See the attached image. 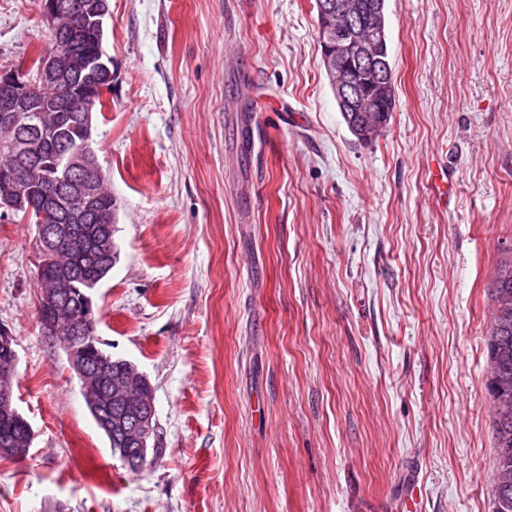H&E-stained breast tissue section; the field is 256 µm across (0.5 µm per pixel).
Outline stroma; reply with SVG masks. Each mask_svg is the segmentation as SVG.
<instances>
[{
    "instance_id": "obj_1",
    "label": "stroma",
    "mask_w": 512,
    "mask_h": 512,
    "mask_svg": "<svg viewBox=\"0 0 512 512\" xmlns=\"http://www.w3.org/2000/svg\"><path fill=\"white\" fill-rule=\"evenodd\" d=\"M0 0V73L50 44ZM93 148L117 198L97 334L148 378L129 473L37 316L35 225L0 219V324L35 439L0 512H492L490 287L512 243V0H386L395 106L359 142L316 0H108ZM456 175L439 206L431 175Z\"/></svg>"
}]
</instances>
